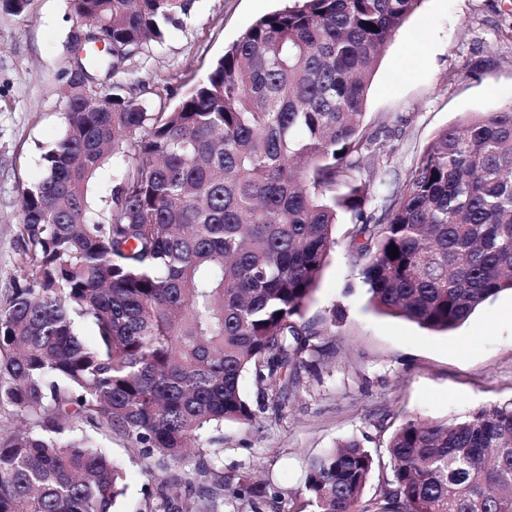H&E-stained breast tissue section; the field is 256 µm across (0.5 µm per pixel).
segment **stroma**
<instances>
[{
  "instance_id": "stroma-1",
  "label": "stroma",
  "mask_w": 512,
  "mask_h": 512,
  "mask_svg": "<svg viewBox=\"0 0 512 512\" xmlns=\"http://www.w3.org/2000/svg\"><path fill=\"white\" fill-rule=\"evenodd\" d=\"M288 2L191 0L163 42L131 59L118 80L126 97L172 109L251 24ZM84 29L70 0H29L23 16L0 10V303L18 273L20 189L43 176L41 156L63 129L73 37ZM509 105L512 0H422L385 47L370 85L365 124L387 166L363 176L404 181L440 130ZM353 223L339 213L336 245L306 310L320 355L303 354L273 390L245 377L255 421L227 422L213 433L222 442L213 474L224 482L223 512H299L310 461L353 437L382 460L363 494L378 501L390 478L386 447L406 418L452 422L512 402V292L448 332L377 313L350 256ZM336 306L345 317L333 325ZM103 445L123 464L127 490L116 512H152L184 475V467L142 459L129 439L116 435ZM246 478L271 484L278 499L237 496Z\"/></svg>"
}]
</instances>
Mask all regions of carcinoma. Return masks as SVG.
I'll return each instance as SVG.
<instances>
[{
    "instance_id": "obj_1",
    "label": "carcinoma",
    "mask_w": 512,
    "mask_h": 512,
    "mask_svg": "<svg viewBox=\"0 0 512 512\" xmlns=\"http://www.w3.org/2000/svg\"><path fill=\"white\" fill-rule=\"evenodd\" d=\"M421 0H296L253 23L170 111L68 81L64 129L21 188V283L0 306V403L36 427L0 428V512H112L122 467L87 434H121L191 485L218 451L206 431L250 424L265 390L317 335L304 321L336 243L373 306L448 331L512 289V105L430 141L405 181L378 189L367 92ZM93 19L87 71L117 70L164 39L190 0H71ZM103 43L98 48L97 43ZM125 157L110 198L91 196ZM395 246L398 256L388 254ZM88 318L94 341L78 336ZM392 478L362 500L376 458L356 439L308 466L311 512H512V402L468 418H410L387 446ZM224 485L194 512H219ZM255 500L277 498L241 483ZM118 173L117 164L114 162L112 164V159L106 165V167L100 171L98 174L94 186L92 188V193L94 196V203L100 204V197L106 196L110 189L112 188L113 181L116 180V175Z\"/></svg>"
}]
</instances>
